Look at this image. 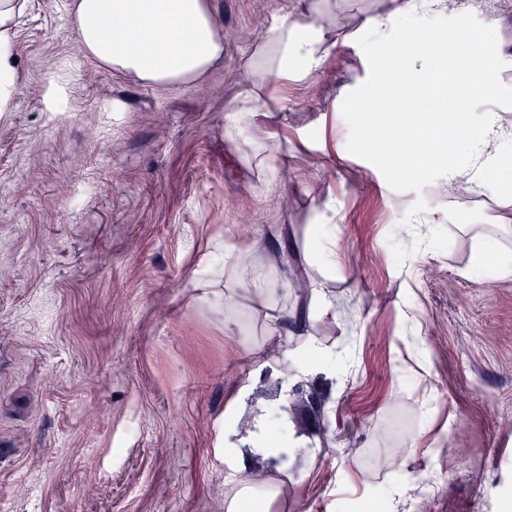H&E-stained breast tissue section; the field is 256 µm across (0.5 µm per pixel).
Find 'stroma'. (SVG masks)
<instances>
[{"label": "stroma", "mask_w": 512, "mask_h": 512, "mask_svg": "<svg viewBox=\"0 0 512 512\" xmlns=\"http://www.w3.org/2000/svg\"><path fill=\"white\" fill-rule=\"evenodd\" d=\"M67 2L27 0L0 112V512H224V444L260 424L297 443L275 475L280 512H512V279L469 272V227L499 207L378 171L340 94L368 91L348 36L390 0H310L337 42L323 73L274 93L258 130L232 141L242 74L292 0H212L223 63L160 89L83 55ZM460 3L440 24L499 22V93L457 121L494 104L512 120V12ZM56 72L68 101L51 120ZM273 153L288 158L275 180ZM433 207L441 223H418ZM274 224L285 244L268 241ZM219 240L247 250L248 268L213 259ZM320 240L336 270L317 262ZM227 288L233 305L214 306ZM289 314L314 344L350 348L347 371L282 364L268 326ZM251 346L272 365L253 372ZM284 381L299 388L286 401ZM395 485L407 493L393 507Z\"/></svg>", "instance_id": "1"}]
</instances>
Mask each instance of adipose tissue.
Masks as SVG:
<instances>
[{"instance_id":"obj_1","label":"adipose tissue","mask_w":512,"mask_h":512,"mask_svg":"<svg viewBox=\"0 0 512 512\" xmlns=\"http://www.w3.org/2000/svg\"><path fill=\"white\" fill-rule=\"evenodd\" d=\"M25 2L0 0V112L6 111L14 93L15 40ZM392 3L389 11L364 15L358 26L359 33L381 35L383 43L372 57L370 90L356 103L364 106L367 98H380L388 114L379 125L373 113H361L369 135L360 142V151L371 154L383 172L406 170L511 206L512 185L493 175L497 143L505 130L502 117L486 113L474 136L463 127L452 133L448 113L419 108L417 99L418 93L447 86L457 77L464 80L458 104L492 97L498 62L490 44L496 39V25L487 27L477 49L460 42L458 29L435 28L439 62L429 65L426 52L407 49L406 44L428 29L431 18L447 12V0ZM67 10L86 56L144 86L201 82L224 58V28L210 0H69ZM335 47L307 0H294L288 15L271 20L262 42L269 63L245 70V91L225 116V137L242 135L244 117L265 116L268 90L288 79L305 83L319 76ZM471 269L483 278L512 279V256L498 252L496 239L482 235ZM224 462L235 480L234 492L224 499L225 512H248L258 500L262 512H271L278 491H265L263 485L237 477L241 449L226 447Z\"/></svg>"}]
</instances>
